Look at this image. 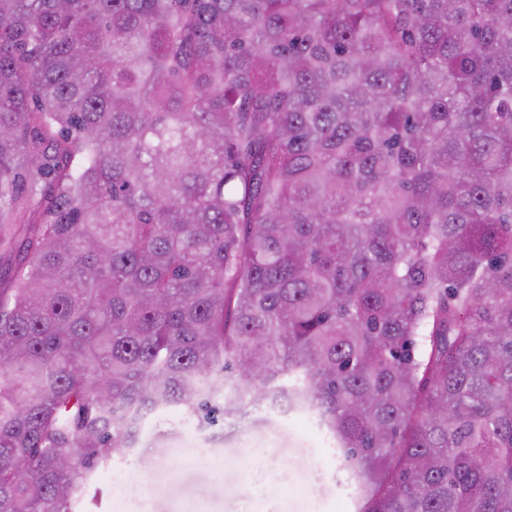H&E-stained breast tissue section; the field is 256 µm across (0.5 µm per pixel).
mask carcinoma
I'll use <instances>...</instances> for the list:
<instances>
[{"instance_id":"1","label":"carcinoma","mask_w":512,"mask_h":512,"mask_svg":"<svg viewBox=\"0 0 512 512\" xmlns=\"http://www.w3.org/2000/svg\"><path fill=\"white\" fill-rule=\"evenodd\" d=\"M246 399L512 512V0H0V512Z\"/></svg>"}]
</instances>
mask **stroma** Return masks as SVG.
<instances>
[{
    "mask_svg": "<svg viewBox=\"0 0 512 512\" xmlns=\"http://www.w3.org/2000/svg\"><path fill=\"white\" fill-rule=\"evenodd\" d=\"M300 417L260 411L187 430L178 411L149 418L124 477L91 475L76 512H340V462Z\"/></svg>",
    "mask_w": 512,
    "mask_h": 512,
    "instance_id": "35a3bbf8",
    "label": "stroma"
}]
</instances>
